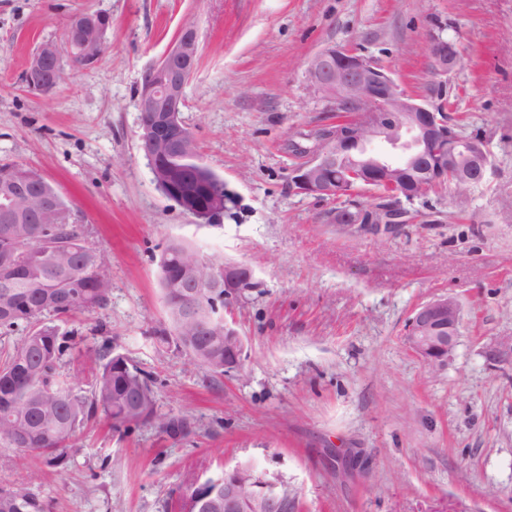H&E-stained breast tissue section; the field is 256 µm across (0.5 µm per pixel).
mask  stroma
<instances>
[{
    "label": "stroma",
    "instance_id": "1",
    "mask_svg": "<svg viewBox=\"0 0 512 512\" xmlns=\"http://www.w3.org/2000/svg\"><path fill=\"white\" fill-rule=\"evenodd\" d=\"M82 12L110 17L105 52L53 93L31 91L32 54ZM188 19L200 60L181 117L236 199L214 224L164 196L139 142L143 75ZM441 28L461 58L448 110L484 139L487 180L427 190L389 237L330 223L336 201L290 183L289 141L334 121L309 59L353 49L427 97ZM1 162L53 184L107 259V303L69 328L86 348L111 337L154 378L158 414L186 428L85 422L62 470L0 448V486L27 483L46 512H171L189 478L248 461L303 512H512V361L494 353L512 337V0H0ZM173 239L254 270L256 288L225 311L245 338L240 369L212 376L153 336ZM441 296L462 321L435 370L406 328Z\"/></svg>",
    "mask_w": 512,
    "mask_h": 512
}]
</instances>
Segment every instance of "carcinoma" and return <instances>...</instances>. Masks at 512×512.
Masks as SVG:
<instances>
[{
  "label": "carcinoma",
  "mask_w": 512,
  "mask_h": 512,
  "mask_svg": "<svg viewBox=\"0 0 512 512\" xmlns=\"http://www.w3.org/2000/svg\"><path fill=\"white\" fill-rule=\"evenodd\" d=\"M13 170L33 183H46L37 172L19 165L0 164V193L5 172ZM42 209L38 200L19 205L7 222L0 215V335L15 331L25 335L16 346L0 348V447L19 449L25 465L40 461L51 468L66 464L67 450L78 442V426L99 415L116 432L133 424L153 421L163 433L176 434L185 425L163 418L155 408L153 381L124 354L113 353L109 338L94 349H80L83 337L75 329L62 333L44 323L48 316L61 321L77 311L106 304L111 279L104 255L86 244L73 224L59 223L49 213L36 224L28 213ZM192 248L171 242L161 265L162 295L168 325L156 326L153 335L187 354L213 374L224 373V323L203 336L202 323L183 310L184 297L195 294L205 310L224 308V289L196 288L195 279L209 271L189 263ZM76 351L90 364L91 396L75 392L58 368ZM262 475L249 463L240 465L238 478L245 491ZM0 512H45L43 503L24 485L0 488Z\"/></svg>",
  "instance_id": "1"
}]
</instances>
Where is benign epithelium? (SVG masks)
Listing matches in <instances>:
<instances>
[{
  "mask_svg": "<svg viewBox=\"0 0 512 512\" xmlns=\"http://www.w3.org/2000/svg\"><path fill=\"white\" fill-rule=\"evenodd\" d=\"M110 18L92 14L87 20L70 21V37L83 48L79 59L93 64L103 52L94 36H104ZM445 28L429 42L430 74L444 76L460 63L454 40ZM200 54L196 23L186 20L161 59L144 74L139 91L141 148L148 158L153 178L164 194L182 210L205 224L217 222L224 212L225 197L214 187L216 178L200 168L192 186L183 169L167 163L168 157L186 153L195 144L190 129L181 119L185 90ZM66 78L63 59L52 42L43 43L29 63L27 81L31 90L49 94ZM307 81L314 93L332 103L334 111L348 119L338 121L320 135V144L307 151V160L291 174L298 193L339 199L359 188H381L391 204L376 215L359 206L352 212H334L335 223L363 227L378 236L393 232L405 221L402 201H411L429 188L445 183L474 188L485 182L491 168L486 143L451 130L448 100L438 86L429 100L405 93L389 69L346 48H328L309 61ZM43 198L32 181L19 175L10 180L4 207L15 211L17 204ZM224 273V299L238 300L254 287L253 269L244 263L228 262ZM460 306L452 297H442L418 306L407 326L409 347L431 367L444 365L454 352L459 336ZM224 337L236 349L224 357V371L238 367L246 344L234 322L224 321ZM234 468L224 476V489H213L200 498L207 506L223 505L224 512H237L243 491ZM257 512H294L292 499L278 483L265 479L252 485Z\"/></svg>",
  "mask_w": 512,
  "mask_h": 512,
  "instance_id": "benign-epithelium-1",
  "label": "benign epithelium"
}]
</instances>
